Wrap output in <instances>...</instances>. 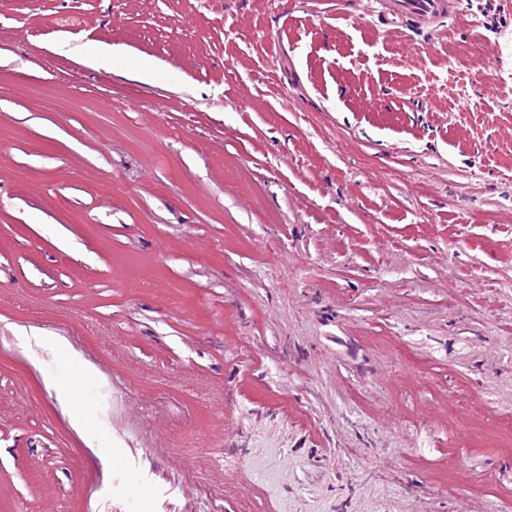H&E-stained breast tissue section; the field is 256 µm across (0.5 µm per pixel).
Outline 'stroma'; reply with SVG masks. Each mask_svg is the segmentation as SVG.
Returning a JSON list of instances; mask_svg holds the SVG:
<instances>
[{"instance_id": "stroma-1", "label": "stroma", "mask_w": 512, "mask_h": 512, "mask_svg": "<svg viewBox=\"0 0 512 512\" xmlns=\"http://www.w3.org/2000/svg\"><path fill=\"white\" fill-rule=\"evenodd\" d=\"M461 2L0 0V512H124L116 448L159 512H512V0ZM383 15L390 21L405 18L411 22L426 26L457 16L461 10L460 1L455 0H381ZM123 59V51L108 43H97L88 55L91 65L103 69L113 68ZM58 384L62 389L61 392L69 399L72 404L75 419L82 423H86L88 412L82 401L79 386L67 379H59ZM480 448H498L501 441L511 442L512 439V419L504 418L496 423L491 431H477Z\"/></svg>"}]
</instances>
